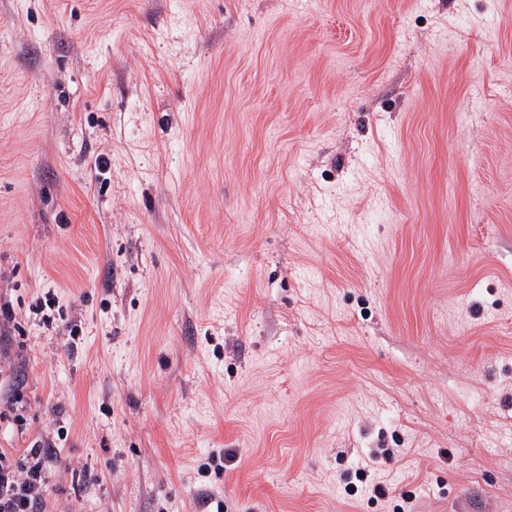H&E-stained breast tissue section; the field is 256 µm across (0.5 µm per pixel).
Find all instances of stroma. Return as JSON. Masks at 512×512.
Returning a JSON list of instances; mask_svg holds the SVG:
<instances>
[{
	"label": "stroma",
	"instance_id": "35a3bbf8",
	"mask_svg": "<svg viewBox=\"0 0 512 512\" xmlns=\"http://www.w3.org/2000/svg\"><path fill=\"white\" fill-rule=\"evenodd\" d=\"M4 304L41 512H512V0H0Z\"/></svg>",
	"mask_w": 512,
	"mask_h": 512
}]
</instances>
